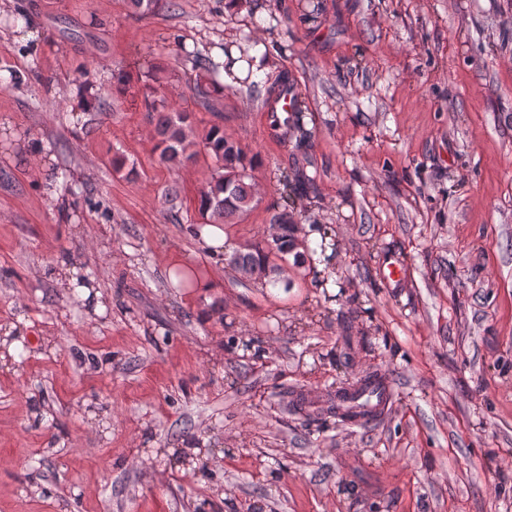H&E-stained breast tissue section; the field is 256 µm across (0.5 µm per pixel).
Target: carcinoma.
Segmentation results:
<instances>
[{
	"instance_id": "cac0c4a2",
	"label": "carcinoma",
	"mask_w": 512,
	"mask_h": 512,
	"mask_svg": "<svg viewBox=\"0 0 512 512\" xmlns=\"http://www.w3.org/2000/svg\"><path fill=\"white\" fill-rule=\"evenodd\" d=\"M161 0H127L129 8L140 16L156 13ZM195 67L202 75L194 86L195 95L208 98L217 91L216 76L224 64L209 56H198ZM146 118L153 124L158 135L156 149L160 159L169 164L187 166L198 163L200 157L211 159L216 166L215 176L198 198V213L202 223L219 220L232 221L249 211L254 204L252 171L257 163L256 156H248L239 142L224 133L223 127L213 125L196 142L188 138L186 129L191 126L190 115L178 110H165L154 100H145ZM270 224L277 229V237L265 244L238 248L227 256L228 265L234 268L261 267L267 271V282L277 285L281 282L284 263L293 256L294 265L305 263V253L296 246L297 228L288 215V209L274 213Z\"/></svg>"
}]
</instances>
